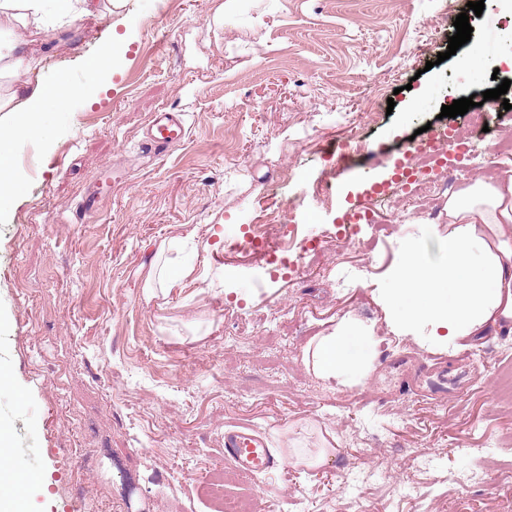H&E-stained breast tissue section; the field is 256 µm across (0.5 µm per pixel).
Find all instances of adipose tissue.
<instances>
[{"label":"adipose tissue","mask_w":512,"mask_h":512,"mask_svg":"<svg viewBox=\"0 0 512 512\" xmlns=\"http://www.w3.org/2000/svg\"><path fill=\"white\" fill-rule=\"evenodd\" d=\"M76 6L87 15L98 10L95 0H0V73L31 67L26 42L9 37L15 24L39 30L47 15L63 18ZM70 94L63 76L21 89V100L12 108V126L0 130V209L21 192L9 161L12 142L33 134L48 100L63 101ZM445 212L448 237L439 256L408 246L386 302L396 330L410 332L426 324L435 340L453 346L490 321H512V167L497 168L490 180L475 181L454 193ZM373 357L372 336L350 320L311 339L303 352L305 365L318 378L340 384L368 370Z\"/></svg>","instance_id":"obj_1"}]
</instances>
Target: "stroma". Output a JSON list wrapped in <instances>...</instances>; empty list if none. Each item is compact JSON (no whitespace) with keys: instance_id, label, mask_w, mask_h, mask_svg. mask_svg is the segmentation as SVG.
<instances>
[{"instance_id":"stroma-1","label":"stroma","mask_w":512,"mask_h":512,"mask_svg":"<svg viewBox=\"0 0 512 512\" xmlns=\"http://www.w3.org/2000/svg\"><path fill=\"white\" fill-rule=\"evenodd\" d=\"M48 16L19 27L36 68L0 78V98L66 77L53 125L17 140L21 195L0 214V423L20 467L42 486L38 512H512V331L489 326L458 346L428 326L395 332L380 291L415 242L436 256L448 227H426L387 173L410 138L440 127L448 101L497 88L493 50L512 38L495 9L470 17L490 50L471 79L446 51L456 0H123L104 15ZM131 43L95 99L85 63ZM395 107H388V100ZM183 113L185 139L161 158L139 142L149 117ZM461 185L493 176L496 131L469 129ZM342 178L331 208L312 196L332 157L368 164ZM118 177L98 211L80 193ZM287 208L314 248L299 263L224 241ZM365 212L360 242L336 237ZM179 275L148 291L150 267ZM264 288H256V276ZM345 319L374 336L371 367L349 383L303 360ZM413 353L394 380L385 359ZM468 361L476 378L448 398L413 377L432 356ZM249 426L285 455L268 474L224 460V431ZM331 459L310 466L319 449Z\"/></svg>"}]
</instances>
